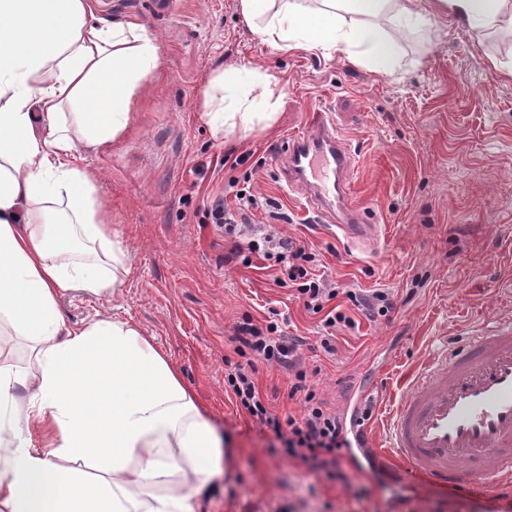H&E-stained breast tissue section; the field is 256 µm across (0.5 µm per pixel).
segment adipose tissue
I'll return each mask as SVG.
<instances>
[{"label": "adipose tissue", "mask_w": 512, "mask_h": 512, "mask_svg": "<svg viewBox=\"0 0 512 512\" xmlns=\"http://www.w3.org/2000/svg\"><path fill=\"white\" fill-rule=\"evenodd\" d=\"M491 30L512 0H434ZM274 48L390 64V28L423 31L421 0H240ZM158 47L140 23L97 19L89 0H0V322L33 364L0 363V512H197L222 440L168 357L126 320L70 323L76 289L114 296L129 272L82 150L122 136ZM258 72H214V134L273 120ZM28 390L20 400L18 389ZM93 462L88 477L77 462Z\"/></svg>", "instance_id": "1"}]
</instances>
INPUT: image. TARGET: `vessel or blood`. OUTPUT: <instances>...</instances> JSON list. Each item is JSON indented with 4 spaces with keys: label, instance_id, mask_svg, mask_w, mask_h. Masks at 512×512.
I'll list each match as a JSON object with an SVG mask.
<instances>
[{
    "label": "vessel or blood",
    "instance_id": "obj_1",
    "mask_svg": "<svg viewBox=\"0 0 512 512\" xmlns=\"http://www.w3.org/2000/svg\"><path fill=\"white\" fill-rule=\"evenodd\" d=\"M352 168L329 112L315 113L308 132L284 152L287 186L302 187L314 211L335 217L337 236L374 245L381 227L352 202ZM389 446L409 480L455 486L476 472L512 483V327L477 333L422 367L392 418Z\"/></svg>",
    "mask_w": 512,
    "mask_h": 512
}]
</instances>
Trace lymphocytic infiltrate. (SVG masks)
I'll return each mask as SVG.
<instances>
[{
  "instance_id": "1",
  "label": "lymphocytic infiltrate",
  "mask_w": 512,
  "mask_h": 512,
  "mask_svg": "<svg viewBox=\"0 0 512 512\" xmlns=\"http://www.w3.org/2000/svg\"><path fill=\"white\" fill-rule=\"evenodd\" d=\"M204 212L208 223L223 227L229 240L225 261H233L246 252L276 257L278 262L286 264L287 277L296 284L305 311L321 315L327 328L355 327L353 316L336 303L337 290L311 277L304 246L276 231L264 233L262 240H253L252 226L236 223L223 199L210 201ZM232 341L239 360L225 371L224 383L252 421L279 441L278 453L283 459L307 472L324 475L328 482L341 486L358 501L369 495L371 485L396 482V475L388 473L367 448L362 454L368 464L369 481L365 484L352 482L341 461L342 450L348 445L342 419L328 401L318 395L304 369L301 337L279 335L277 325L271 321L248 319L236 325ZM260 361L277 364L287 371L289 398H300L305 403L301 416L283 418L277 413L259 387L256 364Z\"/></svg>"
}]
</instances>
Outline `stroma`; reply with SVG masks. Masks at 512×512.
Instances as JSON below:
<instances>
[{
  "mask_svg": "<svg viewBox=\"0 0 512 512\" xmlns=\"http://www.w3.org/2000/svg\"><path fill=\"white\" fill-rule=\"evenodd\" d=\"M98 17L145 24L158 66L144 81L126 132L86 153L112 235L126 249L129 274L114 298L65 292L74 324L127 320L153 339L184 386L224 436L231 459L207 485L199 512H505L502 484L445 487L426 478L373 487L359 502L323 476L270 450L260 430L224 389L237 322L274 317L303 337V360L318 390L340 407L366 380L376 407L368 442L387 448L389 421L414 373L465 337L512 320V29L478 34L430 12V34L398 39L387 71L344 53L281 51L244 20L239 0H94ZM258 69L276 102L265 129L213 135L201 97L222 68ZM333 112L356 158L352 197L381 226L375 249L348 244L300 194L287 191L279 158L306 131L312 112ZM201 175H193V168ZM258 202L249 221L308 246L317 275L337 291L384 290L388 316L337 330L336 352L320 346L319 316L305 312L280 263L254 256L225 264L224 232L203 223L209 197L231 210L240 194ZM263 392L280 414H299L288 378L257 365Z\"/></svg>",
  "mask_w": 512,
  "mask_h": 512,
  "instance_id": "stroma-1",
  "label": "stroma"
}]
</instances>
